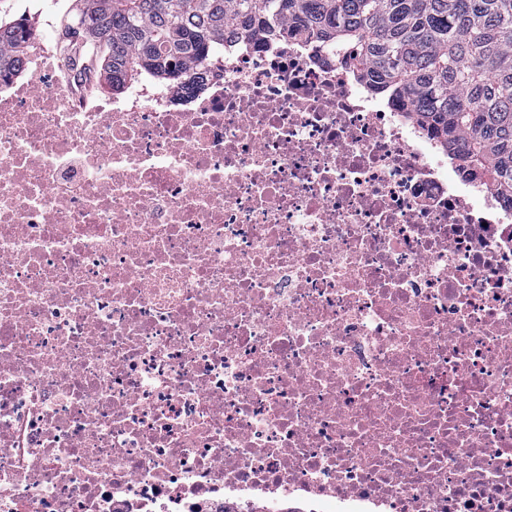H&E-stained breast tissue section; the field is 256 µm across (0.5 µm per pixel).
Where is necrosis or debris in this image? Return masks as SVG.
I'll return each mask as SVG.
<instances>
[{"mask_svg":"<svg viewBox=\"0 0 512 512\" xmlns=\"http://www.w3.org/2000/svg\"><path fill=\"white\" fill-rule=\"evenodd\" d=\"M37 34L0 95V512H512V209L335 53L205 91Z\"/></svg>","mask_w":512,"mask_h":512,"instance_id":"obj_1","label":"necrosis or debris"}]
</instances>
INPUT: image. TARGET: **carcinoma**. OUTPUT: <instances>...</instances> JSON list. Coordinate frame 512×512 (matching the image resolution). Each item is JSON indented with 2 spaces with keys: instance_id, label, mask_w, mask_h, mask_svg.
Masks as SVG:
<instances>
[{
  "instance_id": "1",
  "label": "carcinoma",
  "mask_w": 512,
  "mask_h": 512,
  "mask_svg": "<svg viewBox=\"0 0 512 512\" xmlns=\"http://www.w3.org/2000/svg\"><path fill=\"white\" fill-rule=\"evenodd\" d=\"M68 28L102 50L115 92L146 77L201 91L195 72L228 37L344 51L367 91L512 205V0H84ZM33 31L0 23V79L24 73Z\"/></svg>"
}]
</instances>
